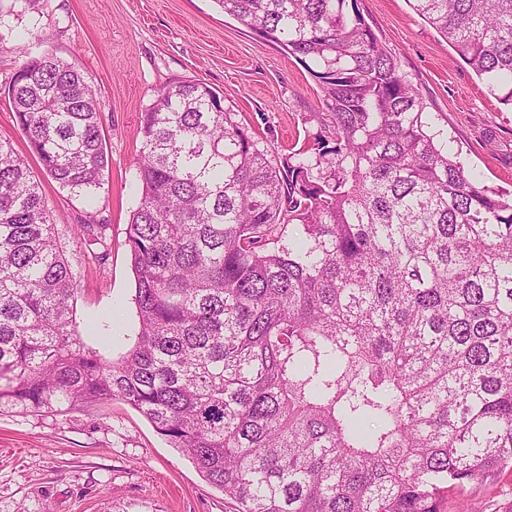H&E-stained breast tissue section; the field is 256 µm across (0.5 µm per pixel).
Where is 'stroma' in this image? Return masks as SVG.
I'll use <instances>...</instances> for the list:
<instances>
[{
    "label": "stroma",
    "instance_id": "35a3bbf8",
    "mask_svg": "<svg viewBox=\"0 0 512 512\" xmlns=\"http://www.w3.org/2000/svg\"><path fill=\"white\" fill-rule=\"evenodd\" d=\"M360 11L417 88L433 122L447 131L466 169L485 188L512 197V111L407 0H359ZM29 55L54 51L78 62L102 102L108 165L97 202L109 224L104 262L88 258L71 226L85 209L32 164L76 277L82 340L118 359L134 343L138 317L127 224L140 204V117L158 91L197 80L233 106L276 157L312 146L326 108L305 65L286 49L225 16L215 0H0V88ZM110 319L104 344L86 318ZM0 512H233L192 461L120 402L62 413L0 410ZM447 512H512V470L448 492Z\"/></svg>",
    "mask_w": 512,
    "mask_h": 512
}]
</instances>
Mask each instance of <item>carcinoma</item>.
<instances>
[{
    "label": "carcinoma",
    "mask_w": 512,
    "mask_h": 512,
    "mask_svg": "<svg viewBox=\"0 0 512 512\" xmlns=\"http://www.w3.org/2000/svg\"><path fill=\"white\" fill-rule=\"evenodd\" d=\"M315 66L334 140L277 160L207 85L141 113L127 225L139 328L106 361L27 158L0 140V408L120 400L234 512H444L512 469V202L477 186L358 0H214ZM512 109V0H408ZM8 102L43 170L102 188L80 65L27 58ZM108 224L74 235L106 257Z\"/></svg>",
    "instance_id": "obj_1"
}]
</instances>
